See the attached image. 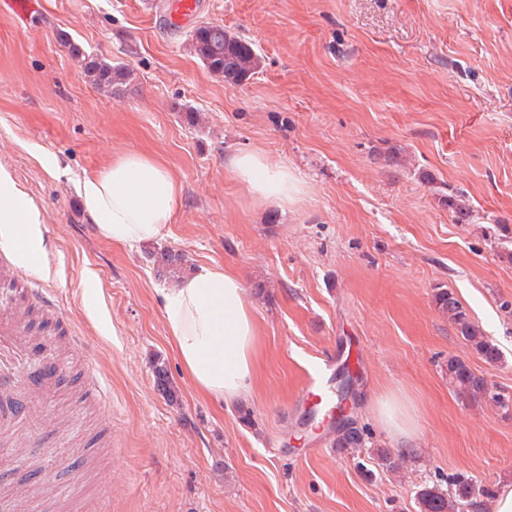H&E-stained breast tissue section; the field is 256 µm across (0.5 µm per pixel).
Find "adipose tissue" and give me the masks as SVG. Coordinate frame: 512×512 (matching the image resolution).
<instances>
[{
    "instance_id": "adipose-tissue-1",
    "label": "adipose tissue",
    "mask_w": 512,
    "mask_h": 512,
    "mask_svg": "<svg viewBox=\"0 0 512 512\" xmlns=\"http://www.w3.org/2000/svg\"><path fill=\"white\" fill-rule=\"evenodd\" d=\"M233 177L256 199L286 207L298 192L287 166L254 150L236 152ZM82 209L99 235L134 248L159 238L180 203V186L162 162L131 151L86 175ZM42 214L11 174L0 167V246L36 268ZM168 337L196 389L230 404L248 396L254 375L256 324L243 279L219 266L200 265L178 288L160 295Z\"/></svg>"
}]
</instances>
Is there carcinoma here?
I'll return each mask as SVG.
<instances>
[{
	"label": "carcinoma",
	"instance_id": "carcinoma-1",
	"mask_svg": "<svg viewBox=\"0 0 512 512\" xmlns=\"http://www.w3.org/2000/svg\"><path fill=\"white\" fill-rule=\"evenodd\" d=\"M192 41L197 55L207 68L223 74L227 81L241 83L250 78L260 65V56L254 44L241 36L229 33L220 25H200L194 31ZM85 70L95 85L108 91L124 77L122 66L112 65L98 58L89 59L85 63ZM153 259L156 272L161 277H175L184 266L183 254L172 249H162L154 253ZM433 303L439 313L448 317L456 332L469 343L477 355L489 363L500 361L501 352L497 345L483 335L452 291L438 290L433 295ZM154 369L160 391L169 401H175L176 391L167 367L157 363ZM446 371L449 383L459 397L473 400L488 397L506 409L512 405V398L500 393H490L485 378L473 370L467 361L451 357L448 359ZM368 440L366 430L356 426L343 431L336 444L340 448H363ZM451 485L450 495L435 486L422 487L417 492L420 512H448L450 508L464 512L466 508L480 506V498L493 495L492 489L470 479L456 477L451 480Z\"/></svg>",
	"mask_w": 512,
	"mask_h": 512
}]
</instances>
